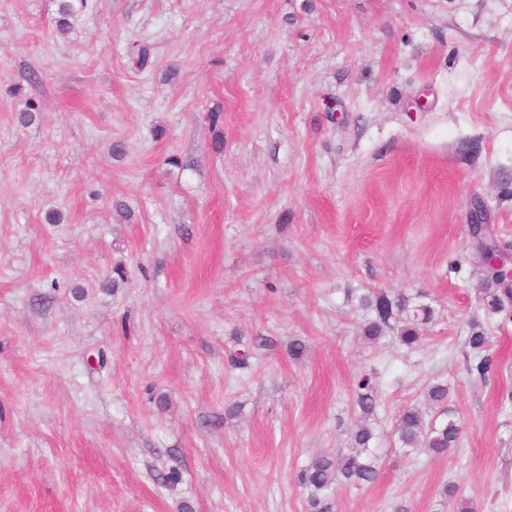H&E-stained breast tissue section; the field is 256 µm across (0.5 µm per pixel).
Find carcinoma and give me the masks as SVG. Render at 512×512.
Instances as JSON below:
<instances>
[{
	"mask_svg": "<svg viewBox=\"0 0 512 512\" xmlns=\"http://www.w3.org/2000/svg\"><path fill=\"white\" fill-rule=\"evenodd\" d=\"M87 0H57L56 28L67 32L71 20L85 8ZM484 275V297L480 304L484 316L494 320L508 313L512 302V289L507 287L487 267ZM362 306L372 311V316L361 328V336L376 343L389 331L397 332L400 345L412 351L420 348L425 336L423 327L434 320L432 305L398 296L391 297L382 291H371L361 299ZM491 337L479 323L470 326L465 345L468 348L467 372L476 380L485 382L496 371V364L489 354ZM425 407H404L399 411L392 435L398 447L410 452L440 457L460 443L462 427L455 410L448 405V384L436 381L424 392ZM380 404L379 394L372 376L362 375L356 385V420L351 430V441L346 451L334 455L314 457L297 474V481L309 491V512H332L327 492L333 486L363 488L375 483L379 474L378 456L372 447L375 431L370 421Z\"/></svg>",
	"mask_w": 512,
	"mask_h": 512,
	"instance_id": "carcinoma-1",
	"label": "carcinoma"
}]
</instances>
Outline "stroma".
<instances>
[{"instance_id": "1", "label": "stroma", "mask_w": 512, "mask_h": 512, "mask_svg": "<svg viewBox=\"0 0 512 512\" xmlns=\"http://www.w3.org/2000/svg\"><path fill=\"white\" fill-rule=\"evenodd\" d=\"M56 9L0 0V512H308L368 372L380 474L334 512H512V321L494 380L464 345L471 225L512 249V0ZM369 288L431 303L419 349L363 343ZM436 378L460 444L404 454ZM87 0H57L56 28L58 32H67L72 27L71 20L78 10L85 8Z\"/></svg>"}]
</instances>
